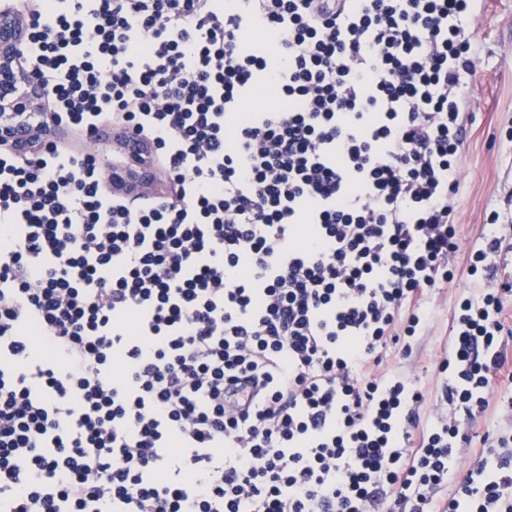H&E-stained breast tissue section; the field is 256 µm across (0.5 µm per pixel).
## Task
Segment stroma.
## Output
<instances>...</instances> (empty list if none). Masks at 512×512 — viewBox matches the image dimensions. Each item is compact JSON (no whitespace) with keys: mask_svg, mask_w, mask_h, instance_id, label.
<instances>
[{"mask_svg":"<svg viewBox=\"0 0 512 512\" xmlns=\"http://www.w3.org/2000/svg\"><path fill=\"white\" fill-rule=\"evenodd\" d=\"M472 29L475 70L467 89V138L456 195L457 222L465 249L450 259L453 282L429 296L426 334L411 358L391 361L392 368L411 371L431 391L436 388L434 356L449 340L454 299L470 287L466 249L484 234L491 211H512V0H478ZM511 400L512 387L495 389L485 415L467 424L474 440L452 465L441 496L454 493L469 461L481 451V437L512 428L505 411Z\"/></svg>","mask_w":512,"mask_h":512,"instance_id":"1","label":"stroma"}]
</instances>
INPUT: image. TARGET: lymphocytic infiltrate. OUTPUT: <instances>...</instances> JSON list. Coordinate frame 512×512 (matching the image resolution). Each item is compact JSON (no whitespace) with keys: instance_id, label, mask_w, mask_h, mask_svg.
Wrapping results in <instances>:
<instances>
[{"instance_id":"1","label":"lymphocytic infiltrate","mask_w":512,"mask_h":512,"mask_svg":"<svg viewBox=\"0 0 512 512\" xmlns=\"http://www.w3.org/2000/svg\"><path fill=\"white\" fill-rule=\"evenodd\" d=\"M476 0H45L19 7L37 148L0 154L6 512H512V438L438 499L512 384L499 213L454 278ZM265 41H256V33ZM275 105L248 112L258 87ZM105 131L155 195L113 189Z\"/></svg>"}]
</instances>
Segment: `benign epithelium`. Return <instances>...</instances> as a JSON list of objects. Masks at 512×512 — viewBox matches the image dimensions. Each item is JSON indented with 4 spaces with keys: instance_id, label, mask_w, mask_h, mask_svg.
<instances>
[{
    "instance_id": "1",
    "label": "benign epithelium",
    "mask_w": 512,
    "mask_h": 512,
    "mask_svg": "<svg viewBox=\"0 0 512 512\" xmlns=\"http://www.w3.org/2000/svg\"><path fill=\"white\" fill-rule=\"evenodd\" d=\"M25 28L7 8L0 9V113L35 112L44 91L21 61ZM32 132L22 121L0 123V145L16 152L29 149Z\"/></svg>"
}]
</instances>
